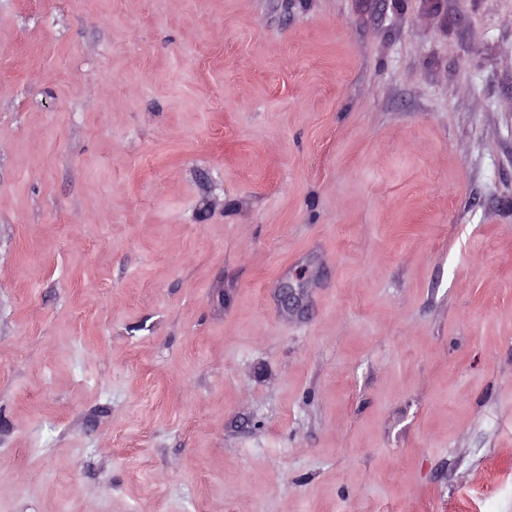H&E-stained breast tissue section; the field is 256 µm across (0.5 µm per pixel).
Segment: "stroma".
Instances as JSON below:
<instances>
[{
    "label": "stroma",
    "mask_w": 512,
    "mask_h": 512,
    "mask_svg": "<svg viewBox=\"0 0 512 512\" xmlns=\"http://www.w3.org/2000/svg\"><path fill=\"white\" fill-rule=\"evenodd\" d=\"M512 512V0H0V512Z\"/></svg>",
    "instance_id": "1"
}]
</instances>
